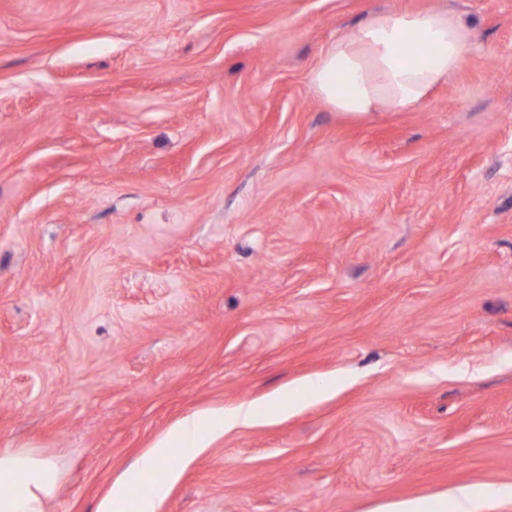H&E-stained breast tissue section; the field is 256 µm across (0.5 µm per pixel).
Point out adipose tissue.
<instances>
[{"mask_svg":"<svg viewBox=\"0 0 512 512\" xmlns=\"http://www.w3.org/2000/svg\"><path fill=\"white\" fill-rule=\"evenodd\" d=\"M474 35L473 27L445 8L379 13L320 54L310 84L327 107L355 117L411 109L461 68ZM335 387L332 381H304L261 401L183 418L111 483L96 512H154L156 500L175 479L167 466L173 454L192 457L225 430L290 412L298 395L321 397ZM61 476L46 459L20 448H0V512H44V501ZM137 480L143 486L134 500L128 486ZM487 498L486 488L469 484L381 505L373 512H481Z\"/></svg>","mask_w":512,"mask_h":512,"instance_id":"obj_1","label":"adipose tissue"}]
</instances>
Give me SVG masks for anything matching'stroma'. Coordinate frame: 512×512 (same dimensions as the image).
Listing matches in <instances>:
<instances>
[{"instance_id":"1","label":"stroma","mask_w":512,"mask_h":512,"mask_svg":"<svg viewBox=\"0 0 512 512\" xmlns=\"http://www.w3.org/2000/svg\"><path fill=\"white\" fill-rule=\"evenodd\" d=\"M476 29L420 106L309 74L372 13ZM155 512H512V0H0V447L96 512L181 418L307 379ZM488 491L480 485H461L450 492L415 497L378 506L368 512H481Z\"/></svg>"}]
</instances>
